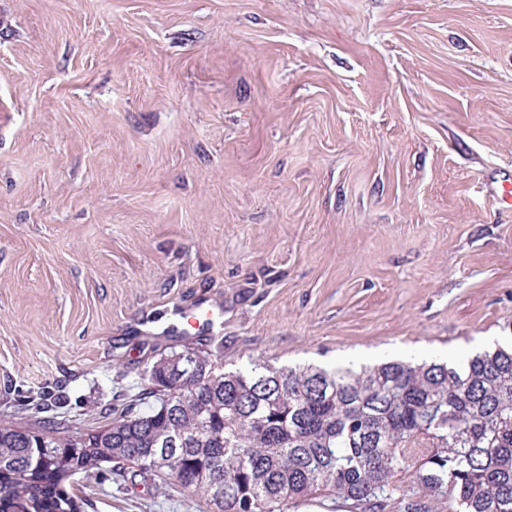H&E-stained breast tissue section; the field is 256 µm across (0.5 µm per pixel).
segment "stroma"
Wrapping results in <instances>:
<instances>
[{
    "instance_id": "obj_1",
    "label": "stroma",
    "mask_w": 512,
    "mask_h": 512,
    "mask_svg": "<svg viewBox=\"0 0 512 512\" xmlns=\"http://www.w3.org/2000/svg\"><path fill=\"white\" fill-rule=\"evenodd\" d=\"M512 0H0V418L145 370L464 356L512 320ZM85 512H207L115 470Z\"/></svg>"
}]
</instances>
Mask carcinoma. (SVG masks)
Listing matches in <instances>:
<instances>
[{
    "label": "carcinoma",
    "instance_id": "cac0c4a2",
    "mask_svg": "<svg viewBox=\"0 0 512 512\" xmlns=\"http://www.w3.org/2000/svg\"><path fill=\"white\" fill-rule=\"evenodd\" d=\"M221 351L153 363L140 398L77 436L0 421V512H83L75 476L122 464L208 512H286L310 496L349 512H512V340L462 363L224 370ZM20 405L60 404L48 391Z\"/></svg>",
    "mask_w": 512,
    "mask_h": 512
}]
</instances>
